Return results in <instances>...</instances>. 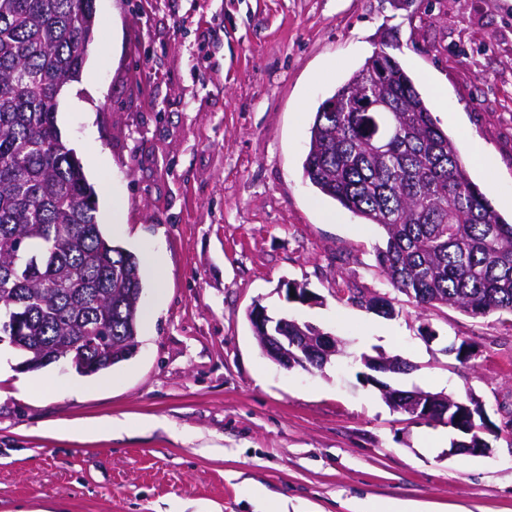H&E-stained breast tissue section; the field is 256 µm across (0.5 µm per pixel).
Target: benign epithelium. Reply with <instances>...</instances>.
I'll return each instance as SVG.
<instances>
[{
	"label": "benign epithelium",
	"instance_id": "obj_1",
	"mask_svg": "<svg viewBox=\"0 0 512 512\" xmlns=\"http://www.w3.org/2000/svg\"><path fill=\"white\" fill-rule=\"evenodd\" d=\"M249 315L254 321L253 329L261 333L266 354L285 369L299 366L307 371L323 369L330 356L336 354V337L324 334L319 328H311L305 336H293L288 332V319L268 314L259 305L254 306ZM408 411L426 421L448 422V397L427 396L420 393L408 406Z\"/></svg>",
	"mask_w": 512,
	"mask_h": 512
}]
</instances>
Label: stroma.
<instances>
[{"mask_svg": "<svg viewBox=\"0 0 512 512\" xmlns=\"http://www.w3.org/2000/svg\"><path fill=\"white\" fill-rule=\"evenodd\" d=\"M57 126L104 234L143 269L139 349L92 376L24 369L0 345V512H350L368 498L512 512V435L450 454L446 424L393 412L362 355L402 390L512 416V314L423 308L375 261L377 226L303 177L319 105L381 45L470 178L512 222V0H95ZM297 283L316 300L287 301ZM385 297L392 316L362 307ZM330 332L323 371L260 351L254 304ZM476 351L462 362L452 343ZM112 420L86 441L69 426Z\"/></svg>", "mask_w": 512, "mask_h": 512, "instance_id": "obj_1", "label": "stroma"}]
</instances>
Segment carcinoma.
<instances>
[{
  "label": "carcinoma",
  "instance_id": "carcinoma-1",
  "mask_svg": "<svg viewBox=\"0 0 512 512\" xmlns=\"http://www.w3.org/2000/svg\"><path fill=\"white\" fill-rule=\"evenodd\" d=\"M94 0H0V336L50 365L85 343L92 373L137 335L138 258L97 222L95 194L55 124L60 85L81 73ZM321 104L303 162L322 194L379 226L377 267L424 306L512 313V224L470 179L391 53ZM381 98L385 112H368ZM451 447L498 437L474 400L448 406Z\"/></svg>",
  "mask_w": 512,
  "mask_h": 512
}]
</instances>
